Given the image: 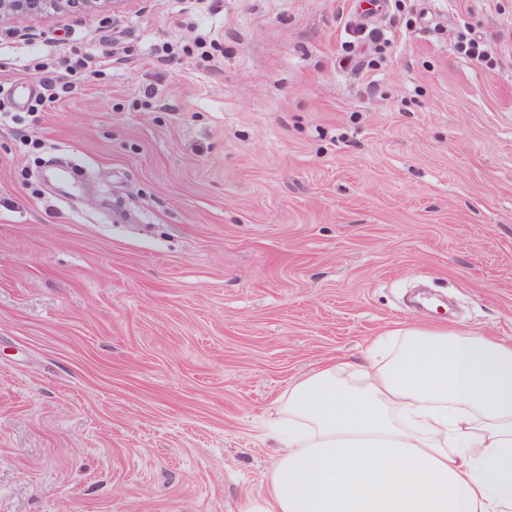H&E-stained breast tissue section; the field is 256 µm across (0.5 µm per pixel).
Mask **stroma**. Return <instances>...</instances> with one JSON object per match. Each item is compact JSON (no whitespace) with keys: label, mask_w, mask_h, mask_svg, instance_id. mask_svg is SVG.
<instances>
[{"label":"stroma","mask_w":512,"mask_h":512,"mask_svg":"<svg viewBox=\"0 0 512 512\" xmlns=\"http://www.w3.org/2000/svg\"><path fill=\"white\" fill-rule=\"evenodd\" d=\"M76 62L0 118V512H239L325 361L512 337V0L0 22V98ZM62 77L52 75L42 80L44 93L39 94L35 99L34 107L28 112H34L42 108L47 102L60 99L63 93H68L70 81L62 82Z\"/></svg>","instance_id":"obj_1"}]
</instances>
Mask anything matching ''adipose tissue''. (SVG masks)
I'll use <instances>...</instances> for the list:
<instances>
[{"instance_id": "ef3b65f1", "label": "adipose tissue", "mask_w": 512, "mask_h": 512, "mask_svg": "<svg viewBox=\"0 0 512 512\" xmlns=\"http://www.w3.org/2000/svg\"><path fill=\"white\" fill-rule=\"evenodd\" d=\"M280 411L283 452L241 512H512V340L391 331Z\"/></svg>"}]
</instances>
